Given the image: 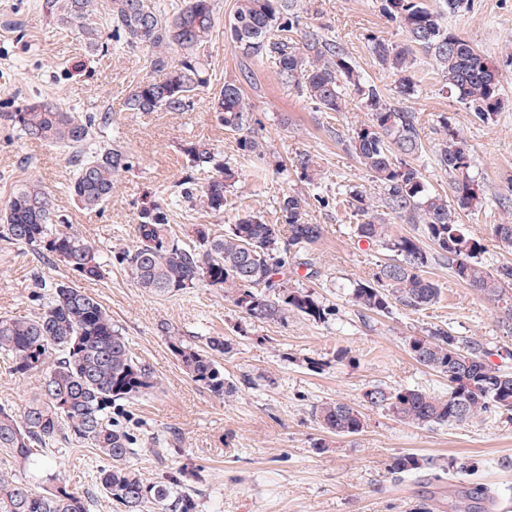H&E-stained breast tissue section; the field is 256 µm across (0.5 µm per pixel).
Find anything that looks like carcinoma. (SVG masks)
<instances>
[{
    "label": "carcinoma",
    "instance_id": "cac0c4a2",
    "mask_svg": "<svg viewBox=\"0 0 512 512\" xmlns=\"http://www.w3.org/2000/svg\"><path fill=\"white\" fill-rule=\"evenodd\" d=\"M95 0H42L43 12L58 23L77 29L89 49L109 42L151 51L150 68L164 78L145 77L125 101L131 112H186L195 92L210 83L200 48L215 24L214 0H182L167 12L157 0H109L110 26L93 19ZM295 0H236L227 33L246 58L272 63L280 78L324 112H341L344 90L352 86L368 110V122L352 133L350 148L382 190L385 212L373 210L361 192L349 194V206L363 217L354 227L360 241L394 254L369 279L351 289V300L371 313H387L400 304L424 311L438 303L440 288L424 276L429 254L415 236L390 230L389 218L421 225V233L448 260L456 279L500 304L502 324H512V267L490 270L480 259L484 245L458 222L457 211L480 204L478 184L469 175L472 165L466 139L445 134L438 162L448 173L456 207L429 190L413 164L423 144L413 112L390 102L380 88L363 81L343 50L316 31L300 27ZM382 12L405 31L409 44L398 46L374 40L379 65L400 76L397 93L413 91L411 45L432 54L445 87L482 122L501 108L498 67L464 38L441 25V13L425 0H382ZM301 37L297 47L294 36ZM210 109L224 130L239 135L238 149L260 159L266 144L251 131L252 105L243 84L226 80L214 94ZM27 138L70 151L74 177L70 192L86 209H101L112 197L115 178L134 166V157L120 145L90 149L97 127L108 124L106 112L77 118L40 100L28 101L8 114ZM187 171L179 182V196L202 201L210 212H224L225 192L234 185L235 170L208 142L182 146ZM308 201L297 193L279 201L281 223L268 224L251 211L237 215L222 233L209 224H192L191 238L177 239L171 231V208L162 197L146 198L136 214L135 241L115 255L138 287L157 297L175 296L211 287L251 319L277 322L288 314L325 323L330 310L302 287L288 285V276L304 267L311 271V251L322 237L319 224L303 220ZM489 235L512 249V223L492 224ZM0 239L24 244L46 258L63 262L85 280H98L106 263L100 252L53 223L49 193L30 179L13 190L0 213ZM34 294L41 308L27 316L0 315V357L12 373L44 374L41 390L21 413L0 406V454L26 464L34 453L72 441L95 448L107 461L98 471L96 487L119 512H198L197 496L188 485L195 471L179 468L171 481L148 482L129 460L138 455L139 438L112 415L116 402L145 397L157 388L154 374L133 353L122 330L100 301L68 283H58L49 300L41 289ZM166 343L183 370L213 394L236 392L225 381L214 353L224 354L229 343L210 337L202 349L184 337L166 332ZM413 360L448 378V392L435 394L410 387L366 389L360 403L330 400L314 408L323 432L353 436L364 429L361 407L388 411L397 420L418 426H452L481 418L492 411L512 413V372L489 361L490 352L475 340L456 338L435 328L408 336ZM431 457L402 453L392 458L393 474L432 469ZM92 497L70 488L57 474H48L38 488L0 470V512H91Z\"/></svg>",
    "mask_w": 512,
    "mask_h": 512
}]
</instances>
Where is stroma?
<instances>
[{"instance_id":"1","label":"stroma","mask_w":512,"mask_h":512,"mask_svg":"<svg viewBox=\"0 0 512 512\" xmlns=\"http://www.w3.org/2000/svg\"><path fill=\"white\" fill-rule=\"evenodd\" d=\"M428 3L442 12L444 29L497 61L501 108L492 121H479L450 96L431 53L417 46L412 49L414 90L397 94V77L381 68L371 41L403 45L407 37L384 16L381 0H299L297 10L303 25L335 41L365 80L416 113L423 150L415 164L431 190L451 192L437 162L445 129L464 135L471 150L469 174L482 204L459 211L458 220L481 239L486 266H512V251L500 249L489 236L490 225L512 222V207L500 204L512 200V0H469L455 13L445 10L443 0ZM234 9L235 0H215V26L200 50L211 82L198 91L193 107L146 113L126 111L124 101L150 72L148 50L113 43L107 51L90 53L78 31L59 27L43 13L41 0H0V208L19 185L39 179L56 218L107 256L133 245L136 213L144 198L156 193L172 196L181 237L191 224L223 231L244 210L279 223V201L289 192L310 198L304 220L324 229L312 254L317 274L301 280L333 311L322 324L292 314L278 322L251 320L217 288L157 297L137 288L116 264L108 266L104 278L84 282L159 382L153 394L120 404L130 425L167 450L162 461L143 450L133 467L151 482L174 467L195 470L200 512H451L449 498L478 484L494 496L488 512H512V416L496 412L433 429L367 408L363 431L348 437L324 433L315 420V406L329 400L359 402L373 385L447 392L446 377L410 357L407 336L444 328L480 340L494 363L512 368L505 355L512 349V328L499 323L493 301L459 282L437 256L426 269L441 289L436 306L420 312L396 306L380 315L353 304V284L389 259L386 250L353 236L361 215L335 204L338 195L353 190L363 192L370 204L379 202V188L348 146L353 131L367 122V111L351 89L343 111H316L271 64L244 58L226 33ZM245 71L251 76L245 91L252 127L267 144L261 160L241 155L235 135L224 131L209 110L224 81ZM32 97L81 118L110 113L102 139L123 146L135 166L118 176L103 210L75 203L68 190L74 169L67 149L27 139L8 121V112ZM200 139L213 144L237 172L220 214L173 194L187 169L181 147ZM302 154L317 164L314 181L302 178L294 166ZM39 277L49 284L73 279L58 260L0 240V314H33ZM169 329L199 345L211 336L230 342V350L217 360L225 380L237 388L234 397L213 395L184 372L165 343ZM42 380L38 372L12 374L0 362V405L21 410ZM402 452L434 458L442 469L393 477L387 464ZM48 458L71 488L94 491L104 464L94 449L63 444L50 449ZM463 461L471 469L461 474L457 465Z\"/></svg>"}]
</instances>
